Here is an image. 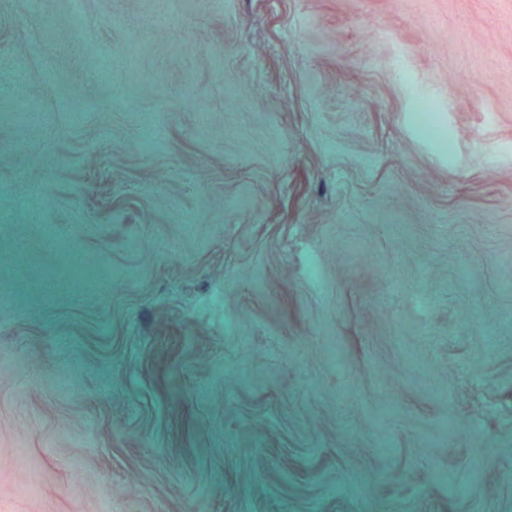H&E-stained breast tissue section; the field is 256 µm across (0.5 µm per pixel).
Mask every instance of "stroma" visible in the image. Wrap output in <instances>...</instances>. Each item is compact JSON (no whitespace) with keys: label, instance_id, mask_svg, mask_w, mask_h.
Here are the masks:
<instances>
[{"label":"stroma","instance_id":"stroma-1","mask_svg":"<svg viewBox=\"0 0 512 512\" xmlns=\"http://www.w3.org/2000/svg\"><path fill=\"white\" fill-rule=\"evenodd\" d=\"M84 21L0 0V512H512V0Z\"/></svg>","mask_w":512,"mask_h":512}]
</instances>
